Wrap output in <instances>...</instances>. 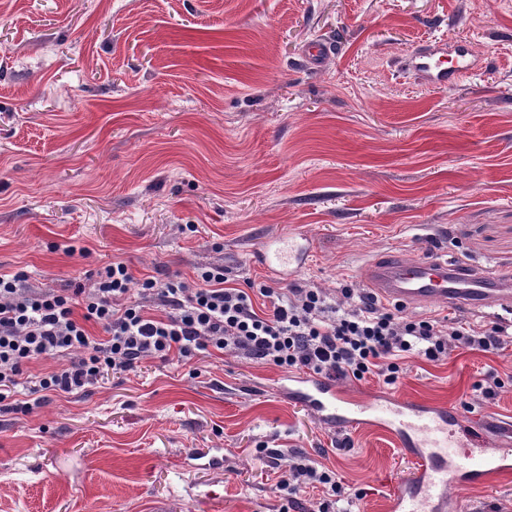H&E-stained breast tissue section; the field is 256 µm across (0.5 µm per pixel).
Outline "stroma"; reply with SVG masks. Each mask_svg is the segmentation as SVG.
<instances>
[{"mask_svg": "<svg viewBox=\"0 0 512 512\" xmlns=\"http://www.w3.org/2000/svg\"><path fill=\"white\" fill-rule=\"evenodd\" d=\"M0 15V274L71 288L220 265L229 286L362 287L387 256L456 253L512 270V0H8ZM330 44L319 64L304 59ZM462 39L452 87L403 59ZM295 232L313 255L258 262ZM231 353L149 359L124 379L0 402V512H389L417 461L372 425L331 431ZM504 382L495 399L479 391ZM512 425V344L411 358L397 382L342 381ZM224 448L221 473L186 464ZM296 455L343 500L273 491ZM448 512H512V473L452 489Z\"/></svg>", "mask_w": 512, "mask_h": 512, "instance_id": "stroma-1", "label": "stroma"}]
</instances>
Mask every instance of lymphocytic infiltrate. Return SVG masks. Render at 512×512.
<instances>
[{
    "mask_svg": "<svg viewBox=\"0 0 512 512\" xmlns=\"http://www.w3.org/2000/svg\"><path fill=\"white\" fill-rule=\"evenodd\" d=\"M23 273L0 276V402L17 394H71L105 373L121 377L146 358L188 363L214 349L284 370L361 381L377 376L395 383L400 362H431L457 349L495 353L512 342V324L474 325L437 317L412 319L382 307L363 288H344L334 301L318 288L291 285L261 289L269 304L256 310L251 295L228 286L224 269L207 267L188 282L135 280L114 262L89 284L73 288L25 287ZM139 290H131V283ZM100 334H92L91 326ZM56 358L57 370L32 375L27 364ZM314 487L340 497L345 489L333 470L293 457L278 491Z\"/></svg>",
    "mask_w": 512,
    "mask_h": 512,
    "instance_id": "f902f5d3",
    "label": "lymphocytic infiltrate"
}]
</instances>
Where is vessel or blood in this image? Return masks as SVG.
Instances as JSON below:
<instances>
[{"label":"vessel or blood","instance_id":"1","mask_svg":"<svg viewBox=\"0 0 512 512\" xmlns=\"http://www.w3.org/2000/svg\"><path fill=\"white\" fill-rule=\"evenodd\" d=\"M469 57L466 41L458 40L448 48L447 65L425 61L420 69L430 84L448 87L471 73ZM311 254L310 240L295 234L283 246L260 252L259 259L271 271L295 274ZM363 281L383 299L404 306L438 304L492 315L512 309V274L492 275L472 261L377 258L366 264ZM279 391L307 405L330 430L374 425L418 460L415 476L395 486L391 512H447L450 488L478 485L490 473L512 470V436L488 440L455 411L405 403L389 393L354 398L333 380L314 374L287 376Z\"/></svg>","mask_w":512,"mask_h":512}]
</instances>
